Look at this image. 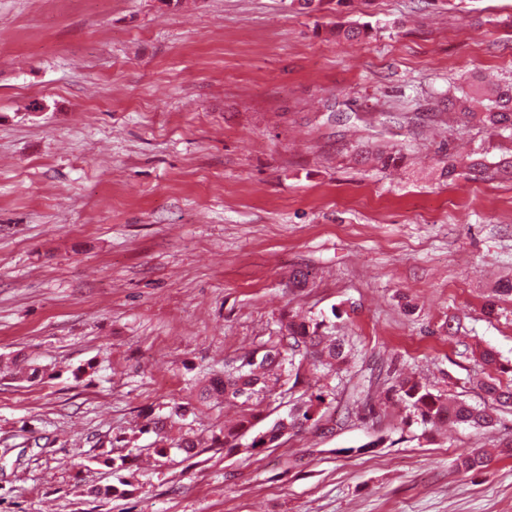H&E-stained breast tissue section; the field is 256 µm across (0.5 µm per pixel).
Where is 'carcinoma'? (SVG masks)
Instances as JSON below:
<instances>
[{
	"mask_svg": "<svg viewBox=\"0 0 512 512\" xmlns=\"http://www.w3.org/2000/svg\"><path fill=\"white\" fill-rule=\"evenodd\" d=\"M332 0H289V7L306 13H318ZM448 108L458 111L464 124L477 122L491 130L512 132V83L504 86H489L477 83L461 90V96L448 97ZM361 158L382 169L396 168L404 163V155L386 147H369L361 151ZM470 176L485 180L495 177L512 179V160L503 159L493 166L488 165L481 154L473 152L466 156L459 149H448L446 160L440 169V177L453 179ZM325 324L304 317L293 316L284 326L279 341L269 347L246 352L233 360L234 366H225L224 374L209 378L200 392V399L224 398L241 408V419L233 427H224L204 439L184 438L176 448L188 460L200 453V447L223 448L229 452L236 448H252L260 451L282 440L318 414L325 401L323 393H310L308 399L294 405L288 412L275 419L262 430L256 429L265 420L259 406L284 386H297L305 362L309 361L317 370L336 372L347 365L351 348L339 336L323 335ZM472 353L487 367L505 371L496 351L490 347L476 345ZM484 393V405L475 406L451 399L433 391L427 384L415 378H401L393 390L396 402L412 412L421 424L438 427L445 423L466 425L475 429H487L496 424L491 412L495 406L512 407V386L504 385L497 378L488 377L479 383ZM197 416V407L190 401L170 407L167 415L152 420L156 435H161L169 423H183ZM512 456V439H506L494 448H471L455 459L460 472H484L497 457ZM102 464L118 475L119 486L92 488L90 494L124 496L133 493V483L119 475L124 470L126 458L106 457Z\"/></svg>",
	"mask_w": 512,
	"mask_h": 512,
	"instance_id": "cac0c4a2",
	"label": "carcinoma"
}]
</instances>
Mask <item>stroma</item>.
<instances>
[{
	"instance_id": "obj_1",
	"label": "stroma",
	"mask_w": 512,
	"mask_h": 512,
	"mask_svg": "<svg viewBox=\"0 0 512 512\" xmlns=\"http://www.w3.org/2000/svg\"><path fill=\"white\" fill-rule=\"evenodd\" d=\"M484 74L512 82V0H0V358L46 371L0 376V512H512V458L453 470L512 437V409L436 430L391 398L413 376L481 403L477 343L512 383V179L438 165L512 155L442 109ZM296 314L353 346L285 395L323 391L316 420L258 453L132 456ZM235 417L199 402L168 439ZM104 454L133 495H90ZM360 156L365 161H370L382 169L400 167L405 159L401 152L386 147H368L361 150ZM461 147L449 148L446 160L440 169V177L453 179L460 176H471L473 179L485 180L495 177L512 179V160L503 159L494 166H489L480 153L466 154L462 156ZM512 456V439H505L495 448H471L455 459L456 469L460 472H484L497 457Z\"/></svg>"
}]
</instances>
